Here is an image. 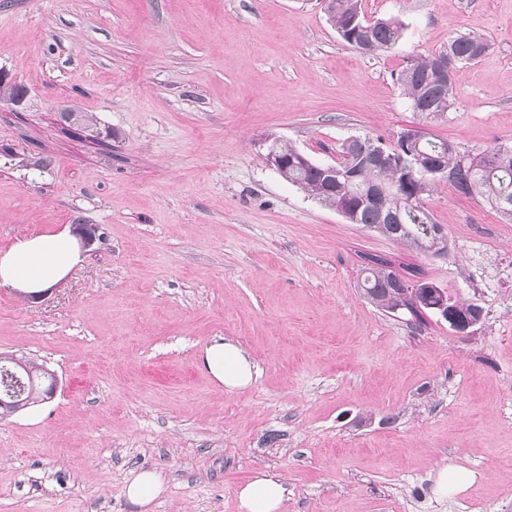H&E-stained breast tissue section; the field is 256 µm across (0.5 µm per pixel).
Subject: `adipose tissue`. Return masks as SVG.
Listing matches in <instances>:
<instances>
[{
	"mask_svg": "<svg viewBox=\"0 0 512 512\" xmlns=\"http://www.w3.org/2000/svg\"><path fill=\"white\" fill-rule=\"evenodd\" d=\"M80 262L79 248L69 230L36 234L0 252V286L22 292L53 288ZM205 366L226 390L248 387L254 365L244 350L226 340L214 342L205 351ZM242 512H281L288 489L276 476L260 472L237 491Z\"/></svg>",
	"mask_w": 512,
	"mask_h": 512,
	"instance_id": "1",
	"label": "adipose tissue"
}]
</instances>
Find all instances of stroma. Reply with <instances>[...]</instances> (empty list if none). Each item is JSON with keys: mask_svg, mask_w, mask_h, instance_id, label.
<instances>
[{"mask_svg": "<svg viewBox=\"0 0 512 512\" xmlns=\"http://www.w3.org/2000/svg\"><path fill=\"white\" fill-rule=\"evenodd\" d=\"M361 6L401 40L364 55L322 0H0V71L26 90L0 100V248L104 234L41 300L0 287V353L59 379L0 419V512H240L260 471L285 482L282 512H512V223L442 180L426 205L448 253L419 254L264 158L277 138L333 163L417 124L474 154L512 144V0ZM462 33L491 48L446 117L419 120L393 74ZM379 262L482 322L459 336L377 308L359 283ZM226 338L258 370L240 391L204 366ZM447 465L472 481L444 497ZM143 471L166 487L145 508L126 495Z\"/></svg>", "mask_w": 512, "mask_h": 512, "instance_id": "obj_1", "label": "stroma"}]
</instances>
